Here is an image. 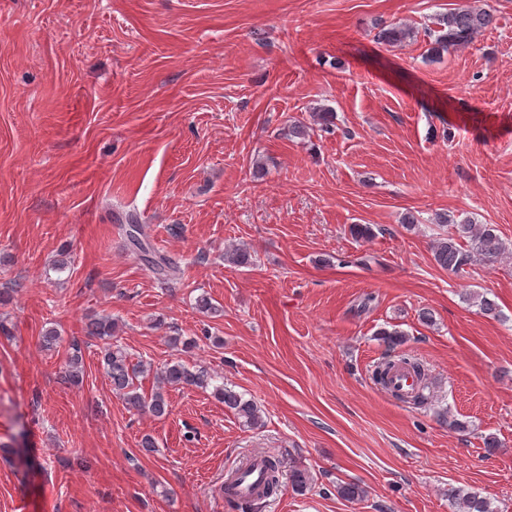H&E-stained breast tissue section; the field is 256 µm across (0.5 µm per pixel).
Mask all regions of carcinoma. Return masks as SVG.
<instances>
[{
    "label": "carcinoma",
    "instance_id": "1",
    "mask_svg": "<svg viewBox=\"0 0 512 512\" xmlns=\"http://www.w3.org/2000/svg\"><path fill=\"white\" fill-rule=\"evenodd\" d=\"M493 13L486 9H455L437 18L439 29L434 32L433 46L429 55L436 56L445 51L456 50L470 45L482 31L495 24ZM412 30L406 24L394 22L382 27L377 38L388 44H400L411 36ZM437 223L448 226V235L440 238L433 246V260L441 269L458 273L465 267L479 262L493 265L500 261L506 253L507 246L492 224H478L470 218L460 221L448 213L437 215ZM153 272L169 281L178 272L170 259L163 255L147 259ZM115 324L110 319L92 318L86 326L90 336H96L106 342L101 355V365L112 382L113 390L123 396L129 408L146 411L156 417H163L169 412V402L162 386H196L209 385L210 376L204 371H193L179 361L164 364L157 371V379L161 387L146 396L139 392V377L145 372L142 363L133 364L127 354L119 347L112 346L110 340ZM84 366L81 348L78 343L71 344L66 359L64 380L71 385L83 382ZM213 397L224 403V407L241 419L244 425L256 427L262 423V415L257 405L244 395L216 385ZM282 477L281 461L270 457L266 460L265 492L268 498L279 491ZM288 482L297 495L306 494L312 486L308 470L295 465L288 472ZM337 495L349 502L361 501L366 496V489L355 482H344L336 485ZM448 498L460 512H498L492 507L490 499L477 492H466L461 488L448 490Z\"/></svg>",
    "mask_w": 512,
    "mask_h": 512
}]
</instances>
